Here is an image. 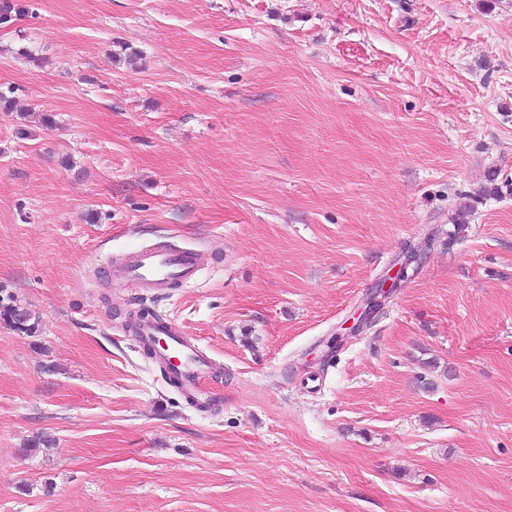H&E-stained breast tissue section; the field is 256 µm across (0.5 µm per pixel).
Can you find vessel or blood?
Segmentation results:
<instances>
[{
    "label": "vessel or blood",
    "mask_w": 512,
    "mask_h": 512,
    "mask_svg": "<svg viewBox=\"0 0 512 512\" xmlns=\"http://www.w3.org/2000/svg\"><path fill=\"white\" fill-rule=\"evenodd\" d=\"M201 253L193 249L149 248L132 254L127 262L123 279L135 288L162 289L176 283L191 285L201 264ZM140 343L153 344L155 337L166 339L164 348L158 349V358L170 364L173 373L189 396L209 402L210 397L200 381L211 369L212 363L198 346L186 337L177 335L172 327L160 321H140L136 324Z\"/></svg>",
    "instance_id": "vessel-or-blood-1"
}]
</instances>
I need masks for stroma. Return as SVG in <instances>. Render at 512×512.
<instances>
[{
  "label": "stroma",
  "mask_w": 512,
  "mask_h": 512,
  "mask_svg": "<svg viewBox=\"0 0 512 512\" xmlns=\"http://www.w3.org/2000/svg\"><path fill=\"white\" fill-rule=\"evenodd\" d=\"M8 2L0 512H512V0ZM157 243L191 286L102 274ZM397 266L398 269L396 274L394 276L389 275L381 281V283L376 287V292L371 296V299L367 300L366 305L359 316L352 321L349 327L345 328L348 330V336H357L363 331L367 325L368 318L376 309L377 305L380 304L382 309L390 299L392 290L397 287V282L407 275L408 265H405V262L398 261L395 267ZM3 292L4 290L0 289V322L27 335L35 334L38 321L33 314L28 309L19 306L12 295H2ZM135 324L136 336L142 344L153 345L156 336L165 337L166 347L158 348V358L172 367L187 395L195 397L201 403L209 402L210 397L200 384L203 376L212 367L207 355L186 337L177 335L166 322L135 321Z\"/></svg>",
  "instance_id": "obj_1"
}]
</instances>
